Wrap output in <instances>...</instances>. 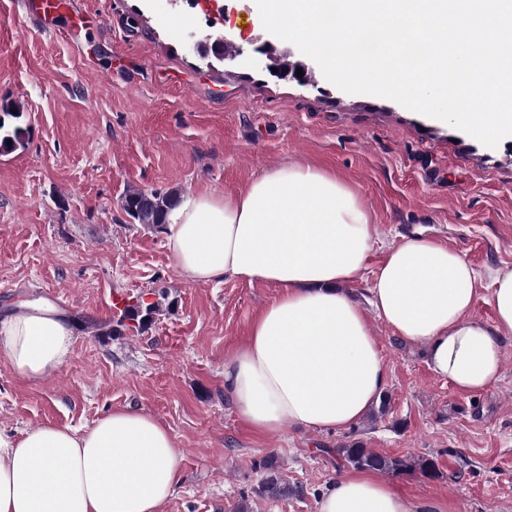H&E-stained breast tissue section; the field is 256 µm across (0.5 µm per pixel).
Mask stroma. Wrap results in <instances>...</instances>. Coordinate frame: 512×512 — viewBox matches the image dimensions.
<instances>
[{
    "mask_svg": "<svg viewBox=\"0 0 512 512\" xmlns=\"http://www.w3.org/2000/svg\"><path fill=\"white\" fill-rule=\"evenodd\" d=\"M253 0H71L42 25L0 0V312L54 303L75 322L73 354L34 385L0 363V429L91 426L130 406L164 422L184 451L162 512H317L340 475L327 451L350 440L434 459L438 477L389 474L411 502L448 512H512V339L501 380L456 391L426 349L369 325L388 365L390 410L347 431L254 434L224 397V359L279 294L265 283L192 284L165 235L121 207L126 192L233 193L265 171L310 163L336 174L372 215L368 267L424 233L483 279L473 313L493 323L491 267L512 268V136L494 148L380 96L350 94L312 60L300 85L272 76L253 44L269 40ZM110 16L99 25V14ZM230 38L220 61L190 39ZM159 310L141 329L97 334L129 298ZM274 457L288 497L258 496L257 463Z\"/></svg>",
    "mask_w": 512,
    "mask_h": 512,
    "instance_id": "stroma-1",
    "label": "stroma"
}]
</instances>
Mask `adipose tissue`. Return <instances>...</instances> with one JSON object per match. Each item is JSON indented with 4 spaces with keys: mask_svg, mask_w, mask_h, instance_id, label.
<instances>
[{
    "mask_svg": "<svg viewBox=\"0 0 512 512\" xmlns=\"http://www.w3.org/2000/svg\"><path fill=\"white\" fill-rule=\"evenodd\" d=\"M166 247L191 283H267L278 297L224 362V392L248 426L345 430L382 396L388 367L367 315L424 344L432 373L478 393L502 378L512 338V269L489 270L493 324L476 318L480 275L461 253L418 235L388 249L376 270L371 216L332 172L302 164L266 171L221 197L185 195L166 216ZM371 271L366 304L344 290ZM75 344L52 307L24 303L0 317V362L37 384ZM183 450L169 427L115 408L76 430L42 424L0 431V512H161L180 479ZM318 512H447L408 502L379 474L349 471L322 493Z\"/></svg>",
    "mask_w": 512,
    "mask_h": 512,
    "instance_id": "1",
    "label": "adipose tissue"
}]
</instances>
